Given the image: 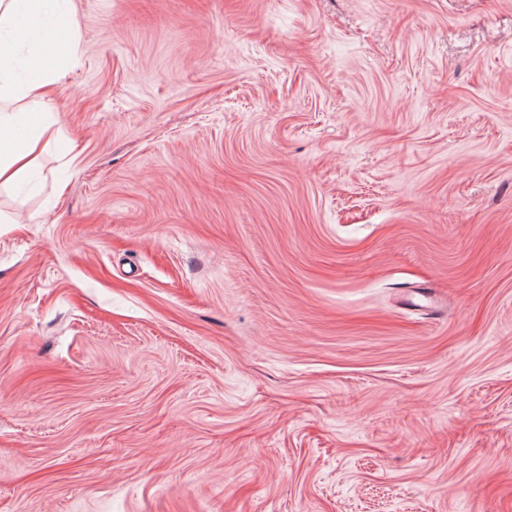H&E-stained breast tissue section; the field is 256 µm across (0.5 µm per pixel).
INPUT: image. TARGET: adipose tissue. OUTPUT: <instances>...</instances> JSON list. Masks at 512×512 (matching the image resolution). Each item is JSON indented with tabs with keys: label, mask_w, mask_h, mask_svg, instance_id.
Masks as SVG:
<instances>
[{
	"label": "adipose tissue",
	"mask_w": 512,
	"mask_h": 512,
	"mask_svg": "<svg viewBox=\"0 0 512 512\" xmlns=\"http://www.w3.org/2000/svg\"><path fill=\"white\" fill-rule=\"evenodd\" d=\"M68 0H0V188L16 189L40 173L35 151L53 126L51 93L74 46ZM32 52L15 75V42Z\"/></svg>",
	"instance_id": "1"
}]
</instances>
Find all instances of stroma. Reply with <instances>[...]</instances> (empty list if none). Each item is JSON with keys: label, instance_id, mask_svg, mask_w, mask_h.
<instances>
[{"label": "stroma", "instance_id": "35a3bbf8", "mask_svg": "<svg viewBox=\"0 0 512 512\" xmlns=\"http://www.w3.org/2000/svg\"><path fill=\"white\" fill-rule=\"evenodd\" d=\"M69 8L0 512H512V0Z\"/></svg>", "mask_w": 512, "mask_h": 512}]
</instances>
